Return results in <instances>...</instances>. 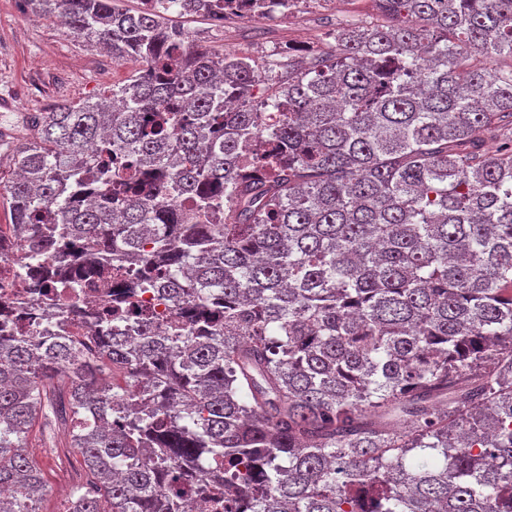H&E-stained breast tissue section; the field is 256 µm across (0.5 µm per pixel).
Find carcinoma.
<instances>
[{"mask_svg":"<svg viewBox=\"0 0 512 512\" xmlns=\"http://www.w3.org/2000/svg\"><path fill=\"white\" fill-rule=\"evenodd\" d=\"M122 2L27 0L140 68L0 131L22 268L66 235L122 289L94 355L0 307V512H44L40 417L83 458L67 512H187L190 469L224 512H512V0H374L263 65ZM140 304L143 308L154 311L155 325L161 334H165L169 323L179 316L175 308L166 298L162 297L161 294L151 291L145 293L140 298Z\"/></svg>","mask_w":512,"mask_h":512,"instance_id":"cac0c4a2","label":"carcinoma"}]
</instances>
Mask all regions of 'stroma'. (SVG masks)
Wrapping results in <instances>:
<instances>
[{
    "mask_svg": "<svg viewBox=\"0 0 512 512\" xmlns=\"http://www.w3.org/2000/svg\"><path fill=\"white\" fill-rule=\"evenodd\" d=\"M373 0H300L291 10L270 17H234L216 26L200 14L173 16L196 48L234 53L257 60L300 43L327 46V35L351 17L366 18ZM134 62L115 64L99 48L77 39L56 20L33 17L26 0H0V127L22 126L35 113L61 103L97 101L113 84L134 72ZM34 429L36 458L48 484L46 512H65L83 459L69 448H43Z\"/></svg>",
    "mask_w": 512,
    "mask_h": 512,
    "instance_id": "stroma-1",
    "label": "stroma"
}]
</instances>
